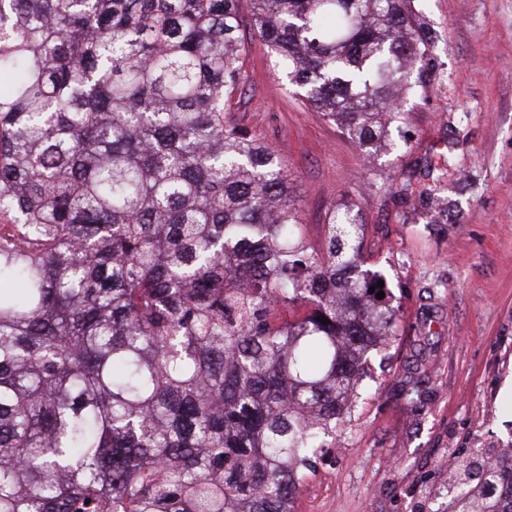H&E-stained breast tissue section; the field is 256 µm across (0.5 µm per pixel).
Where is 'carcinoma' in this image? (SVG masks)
<instances>
[{"mask_svg": "<svg viewBox=\"0 0 512 512\" xmlns=\"http://www.w3.org/2000/svg\"><path fill=\"white\" fill-rule=\"evenodd\" d=\"M251 2L304 103L369 159L397 146L433 74L414 0ZM242 52L238 0H0L25 230L0 234V512H291L396 335L352 204L314 251L275 150L226 121ZM452 493L512 512V456Z\"/></svg>", "mask_w": 512, "mask_h": 512, "instance_id": "obj_1", "label": "carcinoma"}]
</instances>
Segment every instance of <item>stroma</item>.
I'll return each instance as SVG.
<instances>
[{"mask_svg": "<svg viewBox=\"0 0 512 512\" xmlns=\"http://www.w3.org/2000/svg\"><path fill=\"white\" fill-rule=\"evenodd\" d=\"M417 6L439 35L434 76L408 106L409 148L369 161L279 77L251 0L239 3L247 80L228 119L279 152L313 247L337 204H354L397 307L398 336L370 353L356 408L293 512H452L449 464L512 446V0ZM420 158L434 175L400 199ZM429 193L447 223L420 208Z\"/></svg>", "mask_w": 512, "mask_h": 512, "instance_id": "35a3bbf8", "label": "stroma"}]
</instances>
